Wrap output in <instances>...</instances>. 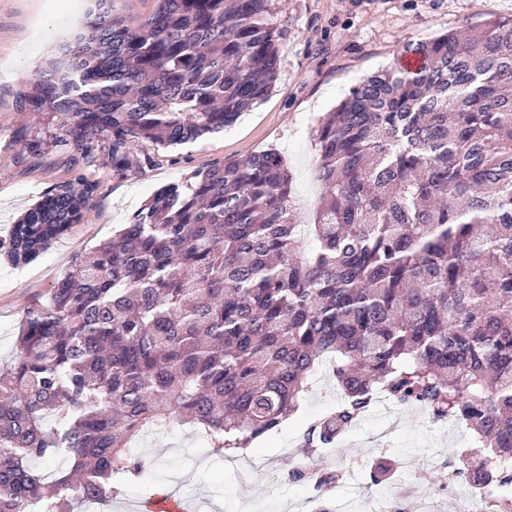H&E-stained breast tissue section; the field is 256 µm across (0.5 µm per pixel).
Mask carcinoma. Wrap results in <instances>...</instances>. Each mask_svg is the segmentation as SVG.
Returning <instances> with one entry per match:
<instances>
[{
	"mask_svg": "<svg viewBox=\"0 0 512 512\" xmlns=\"http://www.w3.org/2000/svg\"><path fill=\"white\" fill-rule=\"evenodd\" d=\"M19 107L75 177L11 226L14 266L81 223L103 143L119 176L134 143L221 132L277 78L271 0H157L145 18L98 0ZM316 130L323 186L305 251L274 152L222 161L154 193L112 239L29 307L0 370V512H70L144 463L128 448L173 424L233 458L298 410L323 363L342 401L313 451L382 389L471 431L489 512H512V18L406 45ZM66 467L45 483L58 457Z\"/></svg>",
	"mask_w": 512,
	"mask_h": 512,
	"instance_id": "cac0c4a2",
	"label": "carcinoma"
}]
</instances>
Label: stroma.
<instances>
[{
  "label": "stroma",
  "instance_id": "stroma-1",
  "mask_svg": "<svg viewBox=\"0 0 512 512\" xmlns=\"http://www.w3.org/2000/svg\"><path fill=\"white\" fill-rule=\"evenodd\" d=\"M489 15L512 16V0H272L278 76L263 102L221 134L166 150L133 144V154L150 161L125 177L113 173L106 151L98 150L91 172L100 191L83 222L28 265L0 264V367L16 353L27 308L47 301L72 271L77 252H91L110 239L157 190L186 183L215 162L277 151L292 175L297 221L312 223L322 193L314 131L326 113L364 76L393 63L406 44L464 30ZM49 16L46 0H0V66L16 54L24 56L14 75L0 81V241L43 195L74 176L65 150L52 147L34 154L24 147L25 133L37 127L40 117L21 111L18 96L59 48L31 39L30 31ZM341 399L335 381L314 382L298 412L258 438L236 466L209 453L204 433L181 425L142 437L135 454L146 470L119 484L107 510L138 512L155 492L173 491L196 502L200 512H289L291 500L304 496L329 499L342 512H362L367 496L385 491L384 485L371 484L365 465L386 456L408 459L417 472V479L404 483L407 497L435 500L446 512L447 492L424 476L429 456L436 448L454 455L467 447L470 434L440 428L419 405L370 409L354 428L338 434L314 459L319 469L344 471L335 487L321 492L290 480L293 462L307 455L305 430Z\"/></svg>",
  "mask_w": 512,
  "mask_h": 512
}]
</instances>
